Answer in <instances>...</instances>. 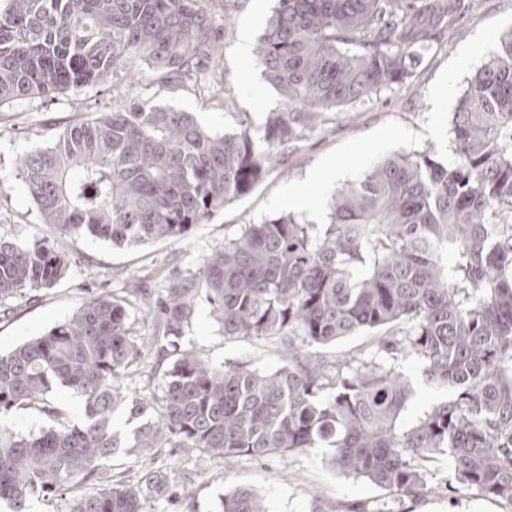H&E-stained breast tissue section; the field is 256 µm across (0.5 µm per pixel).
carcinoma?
Here are the masks:
<instances>
[{
    "mask_svg": "<svg viewBox=\"0 0 512 512\" xmlns=\"http://www.w3.org/2000/svg\"><path fill=\"white\" fill-rule=\"evenodd\" d=\"M461 0H278L257 59L282 98L261 140L210 132L192 113L130 103L83 118L19 160L54 239L0 237V302L52 288L65 241H180L325 122L328 111L401 81L417 50L458 19ZM199 0H8L0 12V106L80 92L135 60L169 78L211 50ZM451 155L401 153L339 188L327 222L291 215L245 224L200 269L140 290L163 327L156 405L126 402L120 378L141 357L126 307L92 297L62 324L0 354V414L47 403L56 385L83 402L78 424L27 434L0 426V503L30 512L69 492L64 512H153L171 501L168 471L107 480L119 449L193 448L266 456L330 449L340 472L400 496L430 492L421 461L448 454L456 480L512 503V31L470 79L451 118ZM229 337L275 339L271 372L224 367L177 340L199 297ZM364 333L374 349L332 366L316 347ZM414 358L452 392L414 423L401 416ZM126 404L136 426L113 428ZM223 512H267L251 487Z\"/></svg>",
    "mask_w": 512,
    "mask_h": 512,
    "instance_id": "cac0c4a2",
    "label": "carcinoma"
}]
</instances>
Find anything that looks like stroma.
<instances>
[{"label":"stroma","instance_id":"1","mask_svg":"<svg viewBox=\"0 0 512 512\" xmlns=\"http://www.w3.org/2000/svg\"><path fill=\"white\" fill-rule=\"evenodd\" d=\"M277 6L278 0H202L201 8L213 22L214 47L182 78L165 79L136 60L78 94L19 100L0 107V236L29 243L49 236L25 189L18 161L23 154L50 145L60 130L76 120L147 100L194 113L213 132L244 129L253 136L262 135L270 112L281 105V96L266 80L256 55L241 58L237 43L247 26L253 42H260ZM511 29L512 0H465L458 23L441 33L439 46L411 63L403 81L330 116L271 165L248 195L227 202L206 223L194 226L187 241L121 247L91 237L70 241L71 265L63 279L52 288L30 290L0 304V353L48 333L86 299L102 295L128 303L132 335L148 342L153 327L134 288L142 285L158 292L174 272L200 268L207 254L223 246L242 225L288 215L279 200L289 187H306L312 208L305 217L322 223L332 193L384 157L414 151L446 156L451 116L469 79L496 49L500 36ZM446 84L451 94L443 98L438 91ZM180 344L217 365L264 371L280 365L277 345L225 336L202 298ZM399 369L415 389L404 422L449 399L448 390L427 382L417 360H400ZM425 468L435 490L412 499L334 470L325 448L261 458L206 456L193 449L156 456L121 451L107 465L115 481L157 469L184 477L166 512H222L225 492L239 486L255 489L269 512H346L359 504L367 512H512V503L461 488L448 455L435 456Z\"/></svg>","mask_w":512,"mask_h":512}]
</instances>
